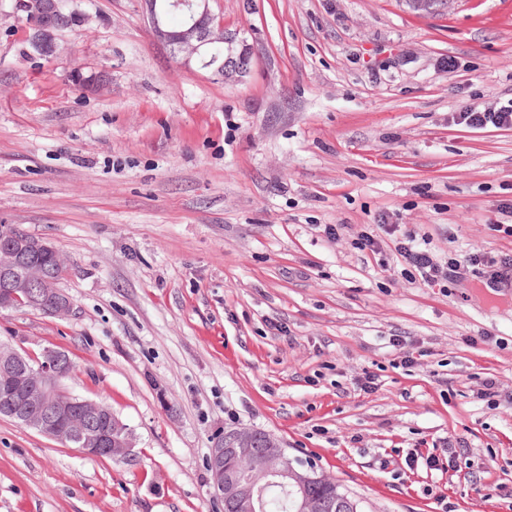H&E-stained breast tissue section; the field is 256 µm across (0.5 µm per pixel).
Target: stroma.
<instances>
[{
    "instance_id": "obj_1",
    "label": "stroma",
    "mask_w": 512,
    "mask_h": 512,
    "mask_svg": "<svg viewBox=\"0 0 512 512\" xmlns=\"http://www.w3.org/2000/svg\"><path fill=\"white\" fill-rule=\"evenodd\" d=\"M78 6L48 60L0 0V224L61 251L73 306L0 311V343L67 351L65 389L111 406L135 456L0 417V512H224L207 456L231 426L360 512H512V288L488 265L428 287L382 229L512 255V128L453 120L512 99V0H214L254 50L226 82L178 65L140 0Z\"/></svg>"
}]
</instances>
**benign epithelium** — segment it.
<instances>
[{
  "label": "benign epithelium",
  "instance_id": "1",
  "mask_svg": "<svg viewBox=\"0 0 512 512\" xmlns=\"http://www.w3.org/2000/svg\"><path fill=\"white\" fill-rule=\"evenodd\" d=\"M143 13L153 35L170 48L173 59L185 66L196 64L211 71L221 80L244 77L250 68L253 49L244 41L224 30L223 19L212 9L213 0H172L162 5L161 0H141ZM15 7L25 14L27 41L30 49L41 57L53 59L60 53L58 33L66 28H80L89 21V16L77 7L76 0H16ZM178 9L184 14L183 24L172 28L167 22V13ZM224 48V58L211 53V49ZM56 251L50 242L39 237L11 234L0 239V310H9L16 305L18 291L29 287V281L11 275L21 256L31 252ZM31 303L46 308L47 315L62 317L72 310L71 301L62 295L60 288H43L31 297ZM72 366L57 352L47 350L39 368L30 375L13 376L8 388L29 398L30 410L38 414L37 423L42 434L64 443L79 441L83 451L95 456L101 452L117 458L134 456V442L126 439H110L99 433L86 435V427L78 420L62 427L58 418L80 407L87 416L106 413L100 405L83 401L67 392L61 384ZM236 453L234 448L224 447V440L214 442L210 448L208 463L214 493L235 505L238 512H255L256 492L254 486L273 484L282 489L291 499L295 512H308L309 500L295 482L294 467L288 460L286 449L281 445L265 450V465L245 479L235 471L224 472V456Z\"/></svg>",
  "mask_w": 512,
  "mask_h": 512
}]
</instances>
